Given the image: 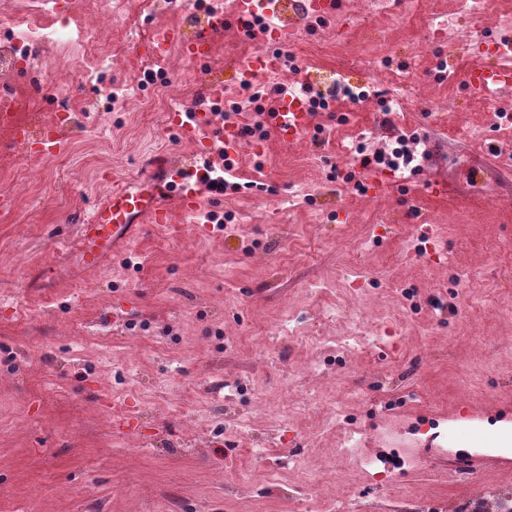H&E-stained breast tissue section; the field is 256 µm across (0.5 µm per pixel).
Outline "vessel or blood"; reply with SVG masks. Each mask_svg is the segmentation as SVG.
I'll return each instance as SVG.
<instances>
[{
  "instance_id": "vessel-or-blood-1",
  "label": "vessel or blood",
  "mask_w": 512,
  "mask_h": 512,
  "mask_svg": "<svg viewBox=\"0 0 512 512\" xmlns=\"http://www.w3.org/2000/svg\"><path fill=\"white\" fill-rule=\"evenodd\" d=\"M298 9L284 11L277 0H266L265 6L272 18L269 34H283L297 29L307 21L319 18L334 19L336 0H299ZM254 11L253 0H238L234 16L225 15L223 9L209 11L203 27L192 34H184L178 29L166 30L161 40L153 43V51H165L167 42L182 44L188 57L209 55L212 47V35L231 24L236 28H245ZM281 68L280 58L270 52H260L242 65L235 74L239 83L254 81L260 76H270ZM467 82L471 94L479 99L499 102L512 96V67L492 62L483 57L473 58L467 70ZM271 125L280 135L299 136L309 127L310 113L300 94L281 90L277 94L269 117ZM211 124V114L205 107H197L193 121H178L175 127L181 139L194 142L202 129ZM12 140L24 151H36L38 156L46 157L57 151L61 138L57 130H46L40 141H33L26 128L13 124ZM213 153L210 148L200 149L194 165L176 169L171 164H163L155 178L149 179L141 190L133 191L121 186L113 188L111 196L100 203L82 224L81 239L94 246L92 257L87 258L88 268L103 267L116 251L133 236L138 223L167 224L174 212L184 216H198L202 204L186 184L193 176H201L211 169Z\"/></svg>"
}]
</instances>
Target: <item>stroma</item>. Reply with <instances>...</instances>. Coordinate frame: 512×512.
Returning a JSON list of instances; mask_svg holds the SVG:
<instances>
[{
    "label": "stroma",
    "instance_id": "stroma-1",
    "mask_svg": "<svg viewBox=\"0 0 512 512\" xmlns=\"http://www.w3.org/2000/svg\"><path fill=\"white\" fill-rule=\"evenodd\" d=\"M203 16L137 0L99 30L104 82L74 81L47 53L53 81L95 107L62 153L28 157L0 129V195L14 200L0 220V512H413L408 495H463L461 458L512 486L497 428L512 423V123L466 76L512 0L477 20L465 0H342L339 25L275 41L231 26L200 61L174 48L152 65L139 51ZM261 50L295 57L266 86L346 70L367 95L313 116L301 137L270 133L264 154L242 149L239 191L197 184L205 210L233 215L227 228L145 224L85 269L80 220L113 183L141 185L146 157L194 153L162 110L102 111L109 86L152 98L158 83L141 79L153 71L180 111L213 82L228 105L247 96L232 79ZM403 133L428 149L418 173L346 181L353 142L388 149ZM364 332L365 348L353 342ZM350 435L382 468L341 457ZM300 461L313 485L299 484Z\"/></svg>",
    "mask_w": 512,
    "mask_h": 512
}]
</instances>
